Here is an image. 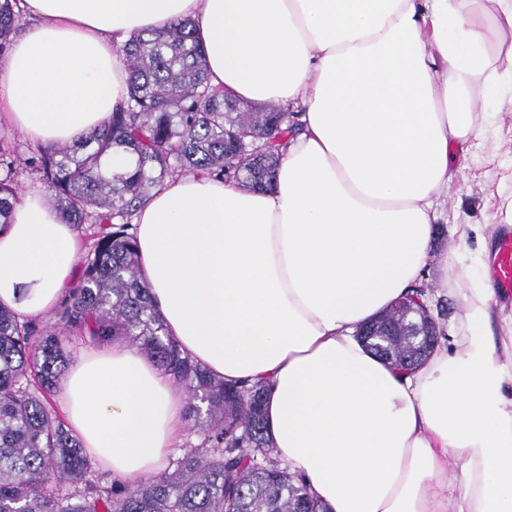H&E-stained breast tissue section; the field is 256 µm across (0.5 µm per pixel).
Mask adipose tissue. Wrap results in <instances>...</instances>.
<instances>
[{"label":"adipose tissue","mask_w":512,"mask_h":512,"mask_svg":"<svg viewBox=\"0 0 512 512\" xmlns=\"http://www.w3.org/2000/svg\"><path fill=\"white\" fill-rule=\"evenodd\" d=\"M0 115L76 144L127 96L121 49L189 18L213 86L301 107L272 188L165 181L135 224L168 333L228 383L265 381L278 456L326 512H512V313L463 259L452 348L416 369L357 329L420 284L436 202L512 95V0H21ZM77 231L41 185L0 230V304L48 314ZM90 457L132 486L175 449L186 392L122 342L80 352L58 396Z\"/></svg>","instance_id":"obj_1"}]
</instances>
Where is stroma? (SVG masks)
<instances>
[{
    "instance_id": "obj_1",
    "label": "stroma",
    "mask_w": 512,
    "mask_h": 512,
    "mask_svg": "<svg viewBox=\"0 0 512 512\" xmlns=\"http://www.w3.org/2000/svg\"><path fill=\"white\" fill-rule=\"evenodd\" d=\"M488 109L494 118L483 149L456 170L447 196L437 204L436 223L442 227L443 234L436 238L433 255L423 270V281L429 286L428 304L440 315V330L446 342L453 334L461 301L455 293L447 294L438 288L439 263L456 246V225L500 224V195L512 193V182L505 178L507 167H512V107L494 102Z\"/></svg>"
}]
</instances>
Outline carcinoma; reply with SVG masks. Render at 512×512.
Segmentation results:
<instances>
[{
  "instance_id": "obj_1",
  "label": "carcinoma",
  "mask_w": 512,
  "mask_h": 512,
  "mask_svg": "<svg viewBox=\"0 0 512 512\" xmlns=\"http://www.w3.org/2000/svg\"><path fill=\"white\" fill-rule=\"evenodd\" d=\"M18 17L10 0L0 3V51ZM122 53L126 106L80 144L41 145L26 158L0 151L1 228L18 201L23 166L46 184L63 223L90 230L81 275L51 325L21 322L0 307V512H325L280 464L264 416L265 383L228 384L167 336L130 232L151 191L187 172L272 186L280 149L299 123L286 112L243 110L212 88L190 19L139 34ZM117 148L135 154L136 164L109 175L102 159ZM428 325L437 327V317L395 305L369 322L368 347L414 367L430 354L413 345ZM74 333L91 345H137L187 393L185 420L198 441L137 486L99 473L52 407Z\"/></svg>"
}]
</instances>
